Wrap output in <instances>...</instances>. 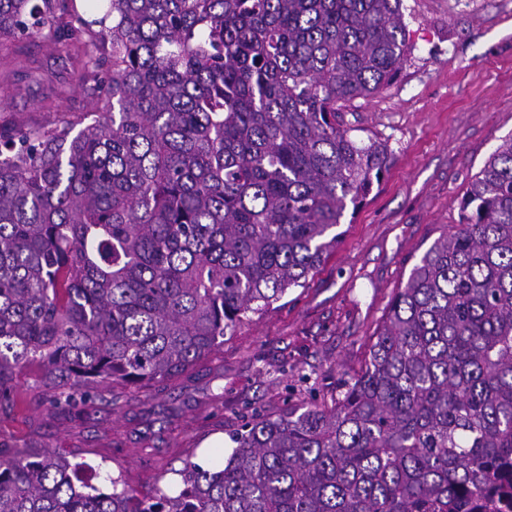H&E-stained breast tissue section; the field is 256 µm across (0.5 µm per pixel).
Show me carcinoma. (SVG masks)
Masks as SVG:
<instances>
[{
	"label": "carcinoma",
	"mask_w": 512,
	"mask_h": 512,
	"mask_svg": "<svg viewBox=\"0 0 512 512\" xmlns=\"http://www.w3.org/2000/svg\"><path fill=\"white\" fill-rule=\"evenodd\" d=\"M0 0V40L54 26L96 119L0 125V407L23 365L78 419L163 383L336 249L388 143L340 108L388 88L401 0ZM415 261L331 402L257 413L211 471L140 498L0 445V512H512V135Z\"/></svg>",
	"instance_id": "obj_1"
}]
</instances>
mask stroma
<instances>
[{"label":"stroma","mask_w":512,"mask_h":512,"mask_svg":"<svg viewBox=\"0 0 512 512\" xmlns=\"http://www.w3.org/2000/svg\"><path fill=\"white\" fill-rule=\"evenodd\" d=\"M411 55L382 93L342 110L359 137L387 141L392 159L355 215H344L336 249L276 309L252 315L202 362L200 378L157 393L117 386L113 404L77 425L39 401L44 370L29 364L16 383L26 406L0 411V444L68 453L89 483L111 492L123 475L141 496L198 461L213 437L284 403L327 401L361 370L370 338L415 257L457 223L474 175L512 135V0H403ZM38 76L19 74L0 98V123L52 120L55 109H91L61 46L30 39ZM288 364V373L279 365Z\"/></svg>","instance_id":"obj_1"}]
</instances>
